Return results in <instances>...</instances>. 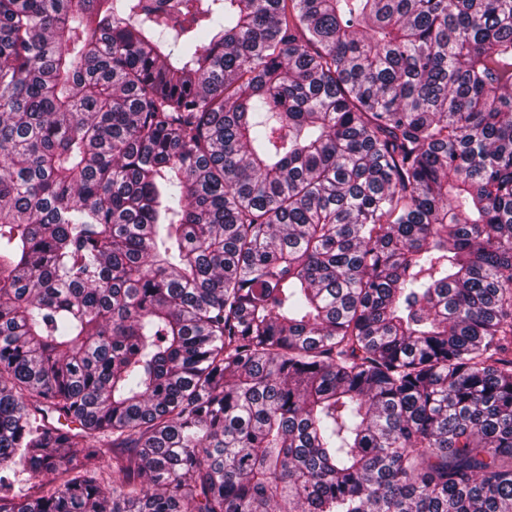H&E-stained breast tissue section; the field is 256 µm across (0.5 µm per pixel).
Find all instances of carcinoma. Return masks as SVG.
Returning a JSON list of instances; mask_svg holds the SVG:
<instances>
[{
  "instance_id": "carcinoma-1",
  "label": "carcinoma",
  "mask_w": 512,
  "mask_h": 512,
  "mask_svg": "<svg viewBox=\"0 0 512 512\" xmlns=\"http://www.w3.org/2000/svg\"><path fill=\"white\" fill-rule=\"evenodd\" d=\"M18 471L0 512H512V0H0Z\"/></svg>"
}]
</instances>
